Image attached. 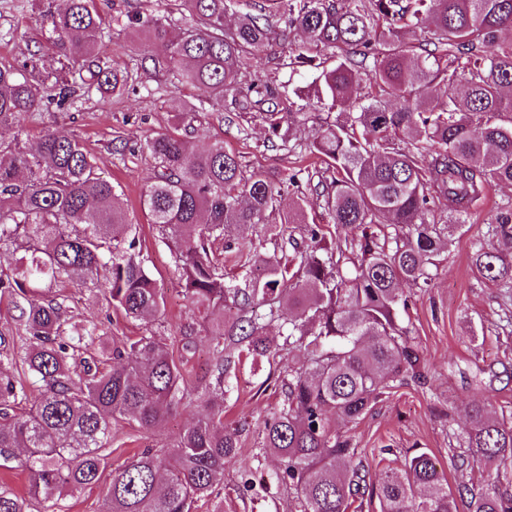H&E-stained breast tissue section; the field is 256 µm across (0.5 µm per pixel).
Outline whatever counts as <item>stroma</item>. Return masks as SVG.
Masks as SVG:
<instances>
[{"mask_svg": "<svg viewBox=\"0 0 512 512\" xmlns=\"http://www.w3.org/2000/svg\"><path fill=\"white\" fill-rule=\"evenodd\" d=\"M47 0H0V65L22 67L36 62L37 74L58 66V56L48 37L51 21L44 12ZM106 18L129 11L154 15L178 27L185 18L173 10L171 0H97ZM305 41L297 35L275 47L263 66V79L274 90L292 95L306 87L314 71L296 63ZM105 65L118 67L129 76L122 95L101 98L99 93L76 90L64 105L40 107L25 122L22 144L34 148L40 136L54 131L79 140L90 150L100 172L120 195L131 223L137 226L140 257L161 288L165 306L154 318L132 320L103 298L89 296L70 283L59 284L57 294L66 299L72 322L100 324L110 344L119 346L139 336H153L166 343L180 364L185 386L200 391L211 364L204 335L205 319L184 297L174 255L157 225L141 208L145 185L156 174L155 161L144 147L156 133L177 129L188 147L206 148L223 142L239 155L246 171L261 172L273 180L303 169L311 180L301 191L307 204L321 209L323 199L314 183L326 174L324 162L306 151L318 121L295 125L290 136L295 146L283 149L281 141L262 118L254 100L240 101L228 111L212 109L203 91L174 85L158 62L165 52L148 35L122 26H112L99 45ZM512 202V185L491 186L467 223L458 225L454 243L442 253L430 288L404 285L408 306L400 323L424 352L426 384H410L392 390L380 399L353 429L357 458L370 481H378L384 467H401L416 453H428L451 487L470 484L469 467H455L449 444L452 432L466 423L471 404L481 403L495 415L512 414V290L485 280L472 264L478 245L489 244L488 221L497 208ZM278 242L263 231L253 233L242 249L225 250L215 242L213 251L226 275H241L245 261L265 258L279 251ZM267 363L243 361L232 369L224 396V422L239 427L240 448L224 467V512H291L287 489L273 480L280 463L260 444L259 426L277 413L282 404L278 384L269 379ZM201 409L177 407L162 428L146 432L136 422L122 420L112 425V443L106 448L108 473L99 487L66 497L64 512H98L103 484L109 472L132 460L146 448H169L182 429L197 419Z\"/></svg>", "mask_w": 512, "mask_h": 512, "instance_id": "35a3bbf8", "label": "stroma"}]
</instances>
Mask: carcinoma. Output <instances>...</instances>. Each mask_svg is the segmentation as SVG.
Masks as SVG:
<instances>
[{"instance_id":"cac0c4a2","label":"carcinoma","mask_w":512,"mask_h":512,"mask_svg":"<svg viewBox=\"0 0 512 512\" xmlns=\"http://www.w3.org/2000/svg\"><path fill=\"white\" fill-rule=\"evenodd\" d=\"M245 2L234 27L229 10ZM192 22L172 31L139 13L138 29L163 44L176 83L208 94L212 106L236 100L244 73L258 70L276 43L306 35L332 64L295 95L311 97L341 120L319 125L309 150L332 173L324 213L306 215L303 199L265 232L291 247L260 261L259 273L228 278L212 245L245 244L266 213L302 186L301 171L278 183L246 173L239 157L215 142L199 152L168 131L147 141L157 174L141 197L151 223L166 235L184 293L206 318L211 382L197 401L206 413L170 448H149L112 475L101 512H197L224 482L238 455L239 428L224 426V376L234 355L281 366L283 405L263 422L262 446L280 457L278 483L293 494L294 512H349L364 498L379 512H512V494L490 469L512 468V417L493 418L474 405L454 434L460 460L477 466L453 492L425 452L366 482L357 448L343 424H359L390 390L423 384L424 355L399 323L402 285L428 288L451 243L449 225L428 218L431 199L463 223L485 191L512 184V0H180ZM51 43L83 68L95 55L105 17L96 0H52ZM426 33L423 40L416 32ZM87 89L120 94L118 68L88 70ZM57 106L74 89L54 77ZM267 105L265 122L288 146L283 125L308 119L284 112L272 89L248 87ZM431 95L424 106L421 97ZM43 102L24 71L0 67V128H19ZM304 225V237L294 236ZM346 230L344 245L322 246L326 225ZM390 224L394 233L378 234ZM492 237L512 245V207L491 218ZM20 253L0 274V294L28 336L0 355V462L28 473L26 496L0 487V512L28 503L60 508L63 497L98 485L107 467L112 422L131 417L145 431L162 427L184 399V374L168 347L140 336L109 347L97 324L69 325L65 301L50 294L65 279L100 292L126 316L161 311V289L137 252L133 224L112 182L78 140L44 134L30 152L20 145L0 162V246ZM482 277L512 288V252L479 246ZM239 315L224 321V308ZM276 326L282 341L266 336ZM21 368L24 377L12 369Z\"/></svg>"}]
</instances>
